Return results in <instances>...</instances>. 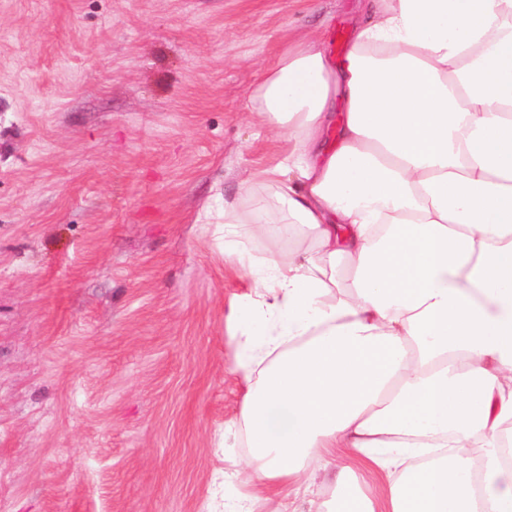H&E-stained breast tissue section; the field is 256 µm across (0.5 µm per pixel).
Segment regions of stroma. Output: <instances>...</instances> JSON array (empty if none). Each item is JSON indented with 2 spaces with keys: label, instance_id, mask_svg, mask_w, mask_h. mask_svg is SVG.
Segmentation results:
<instances>
[{
  "label": "stroma",
  "instance_id": "1",
  "mask_svg": "<svg viewBox=\"0 0 512 512\" xmlns=\"http://www.w3.org/2000/svg\"><path fill=\"white\" fill-rule=\"evenodd\" d=\"M358 0H0V512H224L245 293L210 224L261 67Z\"/></svg>",
  "mask_w": 512,
  "mask_h": 512
}]
</instances>
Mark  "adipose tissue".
<instances>
[{
    "mask_svg": "<svg viewBox=\"0 0 512 512\" xmlns=\"http://www.w3.org/2000/svg\"><path fill=\"white\" fill-rule=\"evenodd\" d=\"M281 152L215 190L250 288L225 318L251 447L224 512L338 455L321 512H512V0H360L345 52L285 46L252 99ZM272 193L308 247L256 260ZM370 478L381 499L350 497Z\"/></svg>",
    "mask_w": 512,
    "mask_h": 512,
    "instance_id": "1",
    "label": "adipose tissue"
}]
</instances>
